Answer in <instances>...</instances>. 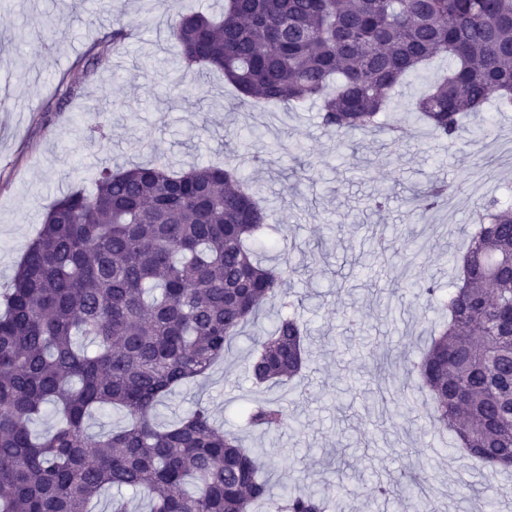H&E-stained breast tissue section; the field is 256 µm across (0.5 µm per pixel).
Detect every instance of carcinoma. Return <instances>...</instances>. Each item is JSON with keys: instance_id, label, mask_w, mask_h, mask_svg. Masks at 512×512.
<instances>
[{"instance_id": "cac0c4a2", "label": "carcinoma", "mask_w": 512, "mask_h": 512, "mask_svg": "<svg viewBox=\"0 0 512 512\" xmlns=\"http://www.w3.org/2000/svg\"><path fill=\"white\" fill-rule=\"evenodd\" d=\"M167 36L172 90L220 72L243 104H319L337 134L379 128L396 86L436 57L448 73L414 104L435 138L457 144L464 118L491 102L512 110V0H224L218 16L180 15ZM129 39L115 20L112 51ZM244 181L227 165L105 168L94 193L49 206L0 291V512H89L105 488L116 490L108 512H128L124 490L149 512H329L312 490L275 495L265 449L243 447L205 403L166 427L153 420L273 299L285 312L256 341L248 373L276 385L305 366V297L288 288L301 263L266 259L269 214ZM454 190L429 186L423 210ZM472 224L466 251L449 256L455 291L438 303V333L414 371L431 425L452 436L448 454L512 471V206L482 201ZM406 287L429 303L439 291L425 278ZM50 406L57 424L33 434ZM108 408L125 425L88 435L92 413ZM243 421L262 434L290 425L282 403L260 400Z\"/></svg>"}]
</instances>
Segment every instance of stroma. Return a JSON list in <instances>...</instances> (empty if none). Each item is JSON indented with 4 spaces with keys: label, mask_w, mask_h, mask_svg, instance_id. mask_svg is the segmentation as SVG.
I'll use <instances>...</instances> for the list:
<instances>
[{
    "label": "stroma",
    "mask_w": 512,
    "mask_h": 512,
    "mask_svg": "<svg viewBox=\"0 0 512 512\" xmlns=\"http://www.w3.org/2000/svg\"><path fill=\"white\" fill-rule=\"evenodd\" d=\"M35 2L51 27L27 26L26 0L0 5V283L10 280L48 205L70 190H93L101 168L158 160L177 172L212 162L238 167L279 227L274 252L304 257L291 287L308 296L299 313L311 330L310 360L299 391L254 388L246 360L279 310L266 304L207 380L159 406V422L204 400L246 446L267 448L277 486L308 485L361 512H415L401 492L407 472L424 476L423 495L438 512L512 507L500 497L512 489V474L449 462L450 436L423 416L427 396L412 368L434 314L401 284L411 275L447 287L448 255L465 246L475 203L512 196V112L468 117L470 135L456 149L434 138L415 119L414 102L447 72L438 57L396 89L380 129L355 136V148L340 153L315 104L263 112L239 104L216 74L188 76L189 93L170 92L168 26L216 0H112L108 13L92 0ZM117 18L131 34L118 54L105 41ZM98 52L103 62L86 76ZM101 112L110 128L104 140L89 132ZM255 155L262 165L251 164ZM437 180L457 184L455 216L443 207L408 216L403 199ZM378 194L391 196L388 210L369 208ZM397 232L422 247L413 264L394 253ZM354 313L364 320L357 333L346 322ZM256 397L286 401L298 428L272 436L242 430V410ZM379 481L388 494L375 491Z\"/></svg>",
    "instance_id": "stroma-1"
}]
</instances>
